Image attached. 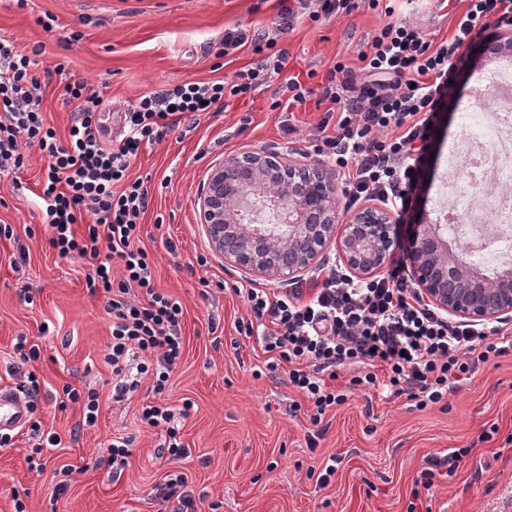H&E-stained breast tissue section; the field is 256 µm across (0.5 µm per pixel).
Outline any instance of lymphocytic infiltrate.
Wrapping results in <instances>:
<instances>
[{"label":"lymphocytic infiltrate","mask_w":512,"mask_h":512,"mask_svg":"<svg viewBox=\"0 0 512 512\" xmlns=\"http://www.w3.org/2000/svg\"><path fill=\"white\" fill-rule=\"evenodd\" d=\"M449 36L433 39L405 19L387 20L363 54L360 70L335 63L320 90L299 77H284L287 52L262 58L235 80L170 83L128 105L121 137L104 141L102 99L78 81L66 84L72 106L66 143H58L42 110V83L34 53L0 39V173L24 165L20 144L38 146L48 158L37 195L47 244L60 257L96 259L87 286L102 292L112 318L105 362L112 369V400L127 401L149 378L155 402L140 421L168 436L167 452L180 459L187 448L178 415L165 402L170 374L183 355V307L158 290L156 261L138 246L150 205L142 178L129 174L139 152L164 141L200 114L244 100L273 76H282L273 108L284 112L319 95L335 113L334 130L315 138L316 156L336 166L350 203L376 200L398 223L416 206L434 125L444 112L458 70L472 57L476 39H491L512 20V0H465ZM122 275L113 278V266ZM404 257L386 273L358 281L331 266L321 288L304 298L300 283L273 290L239 288L251 318L238 331L257 336L272 366L287 365L288 383L314 412L313 422L346 399L334 385L352 371L350 386H371L407 396L418 408L447 404L476 367L512 348V324L485 329L447 315L419 298Z\"/></svg>","instance_id":"1"}]
</instances>
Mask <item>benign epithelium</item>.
<instances>
[{"label":"benign epithelium","mask_w":512,"mask_h":512,"mask_svg":"<svg viewBox=\"0 0 512 512\" xmlns=\"http://www.w3.org/2000/svg\"><path fill=\"white\" fill-rule=\"evenodd\" d=\"M489 52L512 55V23L498 29ZM336 197V178L324 165L247 150L212 170L199 216L212 249L247 273L292 280L334 247L351 275L369 278L384 266L400 227L388 209L372 205L342 219ZM257 208L273 211L278 223L240 221L239 213ZM407 258L424 302L477 324L512 314V266L486 274L448 241V225L426 217L410 225Z\"/></svg>","instance_id":"7a95c632"}]
</instances>
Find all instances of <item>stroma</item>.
I'll return each mask as SVG.
<instances>
[{
	"label": "stroma",
	"instance_id": "obj_1",
	"mask_svg": "<svg viewBox=\"0 0 512 512\" xmlns=\"http://www.w3.org/2000/svg\"><path fill=\"white\" fill-rule=\"evenodd\" d=\"M462 7L461 0H416L409 18L439 39L448 34L449 13ZM279 12V0H28L22 8L0 0V37L38 50L44 64L63 62L43 96L58 139H65L72 112L60 91L73 81L102 97L101 123L111 139L122 131L126 105L141 95L174 82L229 81L259 61L249 42L220 55L225 30L269 34L288 53L285 75H304L316 89L336 59L358 67L383 21L380 10L363 5L347 16H303L284 30ZM494 68L479 57L457 74L429 151L420 203L426 214L440 210L449 182L461 176L460 165L448 163V146L467 135L461 107ZM275 98L271 85L254 101L230 100L224 111L202 114L191 132H173L144 149L130 169L148 181L141 244L157 258L156 285L184 307L185 350L167 395L170 405H191L181 434L188 454L178 460L162 452L160 430L138 419L153 399L149 384L124 403L111 400L104 362L111 318L104 297L86 286L94 261L59 258L46 244L34 196L46 156L29 147L23 170L0 174V225L15 233L0 239V386L11 385L15 344L27 337L41 352L34 368L42 427L61 438L38 471L25 461L28 441L0 448V512H13L18 496L27 512H156L155 488L175 472L186 474L198 512H512V448L505 446L512 435V352L481 365L449 395L447 407L421 410L407 397L362 387L316 425L309 407L292 409L298 395L287 365L267 368L257 338L237 332L236 322L249 313L235 286L269 282L225 264L212 249L199 200L212 169L243 150L274 147L316 162L307 145L326 104L311 99L295 109L291 135L271 107ZM66 384L99 392L96 427H82L78 404L58 407L55 396ZM118 435L135 443L116 477L106 448ZM452 448L467 451L453 475L418 489L422 471ZM330 463L335 474L319 487L317 477ZM65 467L73 474L59 495Z\"/></svg>",
	"mask_w": 512,
	"mask_h": 512
}]
</instances>
